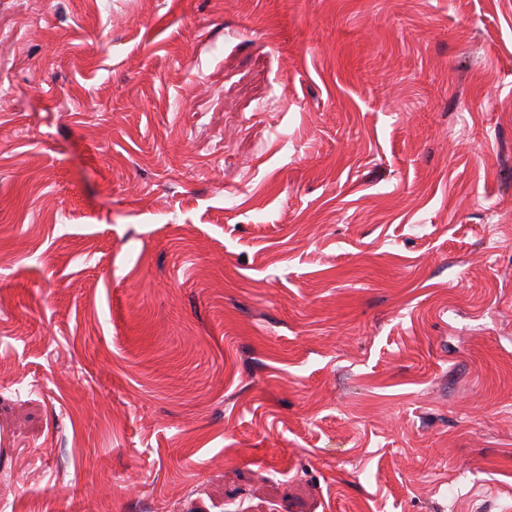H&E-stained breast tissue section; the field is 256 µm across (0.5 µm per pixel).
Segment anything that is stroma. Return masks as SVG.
<instances>
[{
  "mask_svg": "<svg viewBox=\"0 0 512 512\" xmlns=\"http://www.w3.org/2000/svg\"><path fill=\"white\" fill-rule=\"evenodd\" d=\"M7 512H512V0H0Z\"/></svg>",
  "mask_w": 512,
  "mask_h": 512,
  "instance_id": "1",
  "label": "stroma"
}]
</instances>
